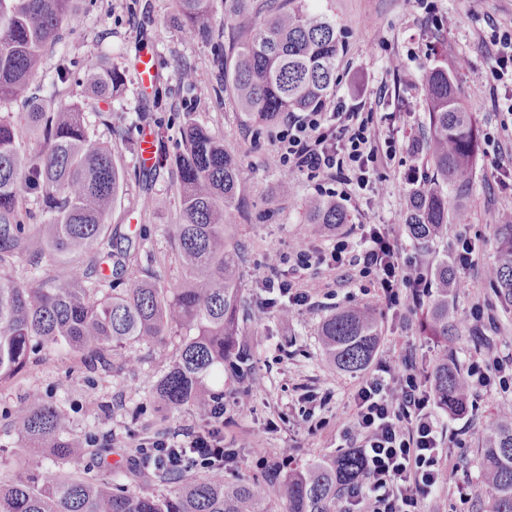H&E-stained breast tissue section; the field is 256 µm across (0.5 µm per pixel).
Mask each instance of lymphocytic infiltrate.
<instances>
[{"label": "lymphocytic infiltrate", "instance_id": "obj_1", "mask_svg": "<svg viewBox=\"0 0 512 512\" xmlns=\"http://www.w3.org/2000/svg\"><path fill=\"white\" fill-rule=\"evenodd\" d=\"M374 110L367 101L351 109L337 106L329 112L289 116L278 132L279 162L290 177L304 174L336 183L340 200L369 192L382 197L389 187L375 171L382 159L394 158L404 148L397 136L378 142L372 128ZM360 253H353L349 234L337 235L328 248L299 244L273 245L268 252L270 277L263 286L286 297L289 312L308 307L310 295L289 280H274L281 266L291 271L327 264L357 267L361 292L377 291L393 307L422 303L429 292L424 272L400 261L387 231L370 228L360 235ZM433 397L418 368L399 358H384L362 379L353 394L352 424L343 428L345 447L356 449L365 462V478L350 487L343 512H423L426 501L443 490H458V470L444 448V433L433 418ZM222 440L217 428L193 432L172 447L157 439L139 445L143 465L164 468L177 458L180 468L200 466L223 475L214 465V449Z\"/></svg>", "mask_w": 512, "mask_h": 512}]
</instances>
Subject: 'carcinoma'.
<instances>
[{
    "label": "carcinoma",
    "mask_w": 512,
    "mask_h": 512,
    "mask_svg": "<svg viewBox=\"0 0 512 512\" xmlns=\"http://www.w3.org/2000/svg\"><path fill=\"white\" fill-rule=\"evenodd\" d=\"M80 0H0V102L31 99L33 79L60 26L79 18ZM173 17L191 39L211 46V64L221 83L231 81L242 123L276 126L290 115L318 112L336 88L343 42L336 22L312 12L306 0H224V27L215 34L213 0H176ZM72 70L61 67L52 81L48 112L0 113V380L33 364L44 348L66 347L90 366L131 367L132 344L163 348L166 337H183L179 353L162 361L155 400L172 412L207 409L208 377L229 364L236 378L254 380L240 264L244 254L231 231V215L245 208L249 187L239 159L224 140L193 118L191 109L157 115L160 82L136 113L140 127H157L151 167L135 172L140 195L153 199L160 171L174 176L180 218L173 238L181 266L170 288L159 285L156 257L132 261L118 241H133L112 223L127 185L112 145L92 135L86 102H69ZM124 72L101 60L84 65L85 94L112 104L125 88ZM428 137L433 168L425 186L408 194L405 223L413 238L430 243L448 224V194L461 199L478 149L472 113L457 92L456 72L446 65L427 71ZM178 125L181 139L169 151L165 130ZM41 143L31 154L22 140ZM33 199L28 206L27 199ZM307 223L321 233L348 222L336 201L304 199ZM495 260L489 276L502 306L512 309V223L489 225ZM58 266L35 276L43 258ZM26 263L32 276L13 275ZM433 288L425 330L442 344L433 370V396L452 412L468 406L466 373L448 355L460 320L451 300L459 282L448 261L428 271ZM318 336L326 359L354 375L374 360L381 342L379 319L367 306H347L325 318ZM22 432L29 442L53 449L78 464L99 449L70 427L67 415L28 394ZM483 512H512V414L496 410L481 452ZM176 487L167 494L129 493L77 475H59L33 465L27 474L0 480V512H268L276 496L286 512H338L346 488L361 482L365 463L352 448L293 469L277 486L265 480L229 483L208 475L186 480L163 471Z\"/></svg>",
    "instance_id": "carcinoma-1"
}]
</instances>
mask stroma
Segmentation results:
<instances>
[{"label":"stroma","instance_id":"obj_1","mask_svg":"<svg viewBox=\"0 0 512 512\" xmlns=\"http://www.w3.org/2000/svg\"><path fill=\"white\" fill-rule=\"evenodd\" d=\"M436 5L431 17L405 0H309L313 12L335 20L346 46L336 73V102L350 106L361 97L371 98L382 135L397 132L409 141H421L425 73L442 54L449 65L459 69L460 97L480 133L499 134L498 144L480 142L471 168L470 191L462 202L468 219L449 223L443 239L430 244L417 241L404 222V201L410 189L406 173L412 168L419 175L427 173L420 153H398L380 168V176L389 185L384 198L363 195L346 204L345 211L349 224L387 225L400 259L419 266L452 257L459 238H477L471 263L456 271L462 283L455 294L458 314L466 326L476 309L492 314L494 323L488 334L497 354L508 358L512 356V312L502 311L485 278L495 253L485 233L488 225L500 223L502 215L512 212V185L501 186L488 159L490 153H501L506 169L512 171V115L493 97H472L471 88L474 82L491 78L494 48L484 36L493 23L512 27V0H436ZM174 8V0H83L81 21L63 26L35 79V94L49 98L51 76L62 60L81 64L107 58L128 72L122 96L112 103L113 124L124 126L140 99L150 93L149 88L138 85L132 71L141 49L153 51L158 60L166 91L163 102L171 111L180 109L183 99L175 63L183 59L192 64L208 96L206 108L197 110L196 117L223 137L225 147L240 158L242 174L252 187L247 215L233 217L234 236L246 249L241 281L251 313L248 327L259 376L251 410H232L231 403L243 385L227 371L210 377L209 384L229 405L224 415V445L238 453L234 467L224 472L225 480L261 479L265 473L254 469L253 449L265 448L272 454L281 448L292 449L288 468L304 467L336 452L338 428L351 423L352 393L359 378L338 371L323 358L317 327L344 306L345 294L357 286L356 270L319 266L302 275L300 283L310 291L313 304L288 319H280L267 306L262 285L267 252L274 244L288 247L310 242L301 203L305 196L316 194L318 183L302 176L294 179L288 197L276 195L280 166L270 133L244 128L232 93L212 73L208 45L187 38L173 25ZM392 58L401 62V75L388 71ZM155 197L153 213L142 216L137 182L129 180L112 221L129 235L145 236L146 248L159 259L156 269L161 283L168 286L179 277L172 240L178 203L169 172L160 173ZM363 302L380 315L378 357L408 353L420 370L432 372L440 346L421 329L423 308L412 306L397 312L374 295L364 297ZM181 342V337H168L162 352L148 344L133 346L139 363L132 370L101 366L91 370L80 355L65 349L45 350L30 371L0 381V476L23 474L36 462L46 470L100 479L129 492L145 488L168 492L170 485L160 470L138 464L135 447L157 438L181 444L185 433L200 430L210 419L208 413L193 408L169 415L152 401L161 357L175 355ZM33 390L40 392L46 403L61 408L76 432L95 438L100 454L76 466L60 460L48 448L27 449L25 455H18V448L25 444L20 432L25 397ZM506 397V392L491 384L473 389L472 406L463 415L449 414L437 405L432 408L444 430L450 459L470 494L480 491L485 424ZM314 415L329 418L330 426L312 430L310 418ZM112 438L120 440V447H107Z\"/></svg>","mask_w":512,"mask_h":512}]
</instances>
